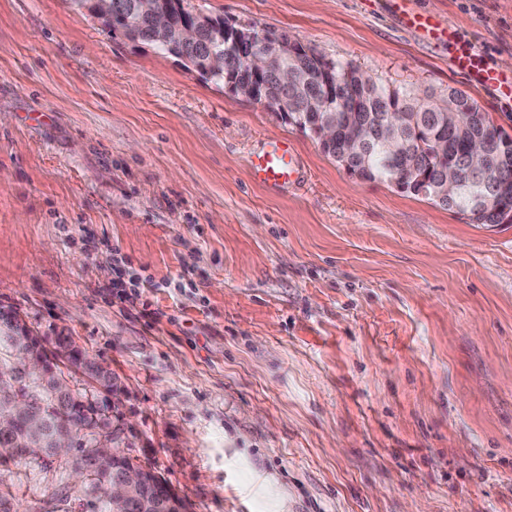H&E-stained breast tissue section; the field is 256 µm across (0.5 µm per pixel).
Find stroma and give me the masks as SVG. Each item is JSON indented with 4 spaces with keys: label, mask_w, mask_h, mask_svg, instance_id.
<instances>
[{
    "label": "stroma",
    "mask_w": 512,
    "mask_h": 512,
    "mask_svg": "<svg viewBox=\"0 0 512 512\" xmlns=\"http://www.w3.org/2000/svg\"><path fill=\"white\" fill-rule=\"evenodd\" d=\"M423 95L512 97L388 0H186ZM512 74V0H411ZM287 139L294 180L249 160ZM139 288L141 301H124ZM112 371L191 512H512V224L349 173L72 0H0V307ZM16 512L73 483L12 468Z\"/></svg>",
    "instance_id": "1"
}]
</instances>
